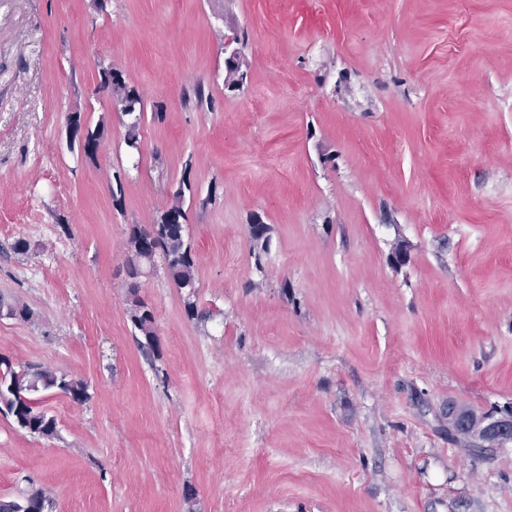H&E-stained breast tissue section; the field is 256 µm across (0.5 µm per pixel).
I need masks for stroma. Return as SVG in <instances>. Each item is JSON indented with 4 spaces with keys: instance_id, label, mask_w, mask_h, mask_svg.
I'll return each instance as SVG.
<instances>
[{
    "instance_id": "35a3bbf8",
    "label": "stroma",
    "mask_w": 512,
    "mask_h": 512,
    "mask_svg": "<svg viewBox=\"0 0 512 512\" xmlns=\"http://www.w3.org/2000/svg\"><path fill=\"white\" fill-rule=\"evenodd\" d=\"M107 66L144 94L135 169L93 93ZM75 111L105 126L96 161L67 142ZM185 180L216 190L187 208L200 316L164 269L143 278L150 359L126 242ZM0 296L33 313L0 319V356L90 393L37 395L51 439L0 416V497L512 512V442L478 453L448 428L449 405L512 403V0H0Z\"/></svg>"
}]
</instances>
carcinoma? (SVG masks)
<instances>
[{
	"instance_id": "cac0c4a2",
	"label": "carcinoma",
	"mask_w": 512,
	"mask_h": 512,
	"mask_svg": "<svg viewBox=\"0 0 512 512\" xmlns=\"http://www.w3.org/2000/svg\"><path fill=\"white\" fill-rule=\"evenodd\" d=\"M99 84L109 88L112 107L118 112L126 127V145L130 150L139 148V129L144 119V103L137 88L130 85L112 68L99 71ZM105 127L84 126L86 141L92 150L84 152L87 159H97L104 138ZM193 193L192 186L182 181L173 193L171 203L156 223L149 227L134 225L129 230L127 246L130 252L126 273L130 282V320L135 330L144 336L142 347H155V316L149 305L137 296L136 279L142 274L144 259H161L168 277L184 293V305L188 316L197 317L195 262L191 247L185 240L184 208L186 194ZM9 318L28 321L31 310L24 304L6 301L0 297V312ZM61 392L76 401L88 398V385L79 378L58 373L39 364H29L19 370L12 362L0 357V413L12 419L13 426L30 435L52 438L58 433L57 420L37 408L34 397L44 392ZM51 501L50 493L43 487H32L20 499H0V512H41L42 506Z\"/></svg>"
}]
</instances>
